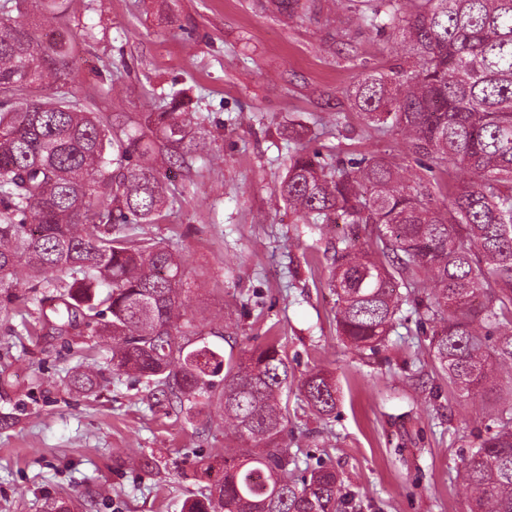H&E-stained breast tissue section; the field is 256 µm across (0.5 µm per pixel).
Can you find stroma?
Wrapping results in <instances>:
<instances>
[{
  "instance_id": "35a3bbf8",
  "label": "stroma",
  "mask_w": 512,
  "mask_h": 512,
  "mask_svg": "<svg viewBox=\"0 0 512 512\" xmlns=\"http://www.w3.org/2000/svg\"><path fill=\"white\" fill-rule=\"evenodd\" d=\"M59 2L54 18L33 4L25 20L37 40L62 39L68 87L104 124L159 111L173 89L204 119L208 158L159 154L172 204L159 223L126 228L182 255L185 318L224 351L274 336L296 378L335 376L339 401L324 420L290 389L282 445L335 467L357 512H467L457 472L482 403L435 374L432 327L410 311L376 356L345 345L327 243L275 193L298 146L324 163L373 155L411 179L462 178L431 169L350 105L365 74L412 64L396 30L359 26L355 0H316L303 19L271 0ZM113 345L99 319L60 336L43 327L37 301L0 294V512H45L59 498L82 512H181L204 491L202 460L231 444L217 400L177 413L145 379L113 375ZM78 370L98 372L99 386L74 388Z\"/></svg>"
}]
</instances>
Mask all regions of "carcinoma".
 Instances as JSON below:
<instances>
[{
    "mask_svg": "<svg viewBox=\"0 0 512 512\" xmlns=\"http://www.w3.org/2000/svg\"><path fill=\"white\" fill-rule=\"evenodd\" d=\"M382 2L386 10L362 13L359 25L397 30L416 62L364 76L350 94L355 109L403 136L411 153L471 178L445 205L430 181L408 182L380 157L322 164L297 148L279 194L322 236L338 217L365 226L364 244L332 246L337 331L363 354L386 341L405 305L433 325L435 371L486 409L461 469L470 512H512V0ZM65 58L23 21L0 20V89L28 91L18 106L0 103V290L17 298L20 288L55 289L39 303L60 336L109 315L113 373L161 384L176 410L218 395L239 447L201 463L206 492L183 512H356L334 468L302 467L280 446L291 369L279 341L226 356L184 330L181 255L125 235L129 224L163 217L152 156L161 146L200 154L198 117L174 95L169 111L109 133L64 91ZM48 270L63 277L42 280ZM420 271L435 278L425 300ZM97 381L90 371L72 376L85 391ZM300 395L326 419L336 379L312 371Z\"/></svg>",
    "mask_w": 512,
    "mask_h": 512,
    "instance_id": "obj_1",
    "label": "carcinoma"
}]
</instances>
